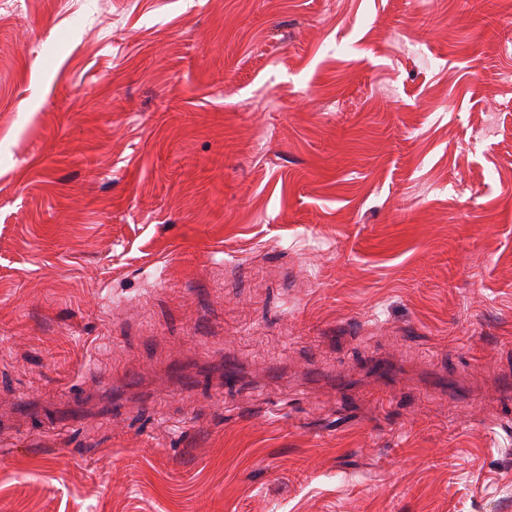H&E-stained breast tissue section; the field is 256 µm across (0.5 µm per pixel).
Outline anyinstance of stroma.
I'll return each instance as SVG.
<instances>
[{
    "instance_id": "stroma-1",
    "label": "stroma",
    "mask_w": 512,
    "mask_h": 512,
    "mask_svg": "<svg viewBox=\"0 0 512 512\" xmlns=\"http://www.w3.org/2000/svg\"><path fill=\"white\" fill-rule=\"evenodd\" d=\"M512 0H0V512H512Z\"/></svg>"
}]
</instances>
